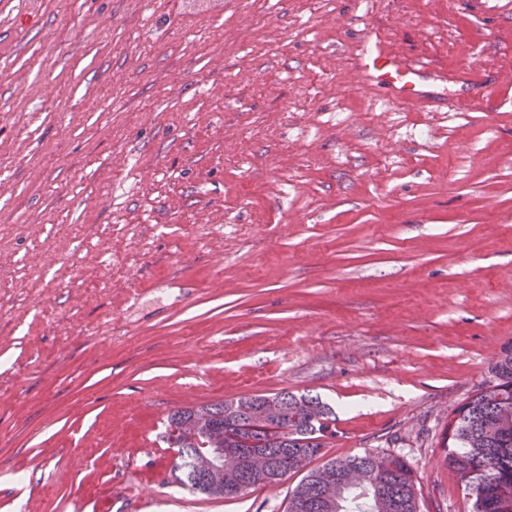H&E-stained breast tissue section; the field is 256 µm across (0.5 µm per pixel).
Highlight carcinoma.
I'll list each match as a JSON object with an SVG mask.
<instances>
[{
  "label": "carcinoma",
  "instance_id": "carcinoma-1",
  "mask_svg": "<svg viewBox=\"0 0 512 512\" xmlns=\"http://www.w3.org/2000/svg\"><path fill=\"white\" fill-rule=\"evenodd\" d=\"M281 399L284 419H265V404ZM336 435V418L318 396L282 390L203 405L170 413L162 439L177 449L172 477L206 497L233 499L241 487L275 484L281 477L301 475L287 512H324L321 476L325 469L354 473L355 485L335 487V512H420L417 477L401 455L366 450L333 458L324 456L326 439ZM448 470L464 491L468 512H512V351L492 368V380L478 387L450 419L441 441ZM265 455L268 468L226 472L224 449Z\"/></svg>",
  "mask_w": 512,
  "mask_h": 512
}]
</instances>
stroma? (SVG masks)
Listing matches in <instances>:
<instances>
[{
    "mask_svg": "<svg viewBox=\"0 0 512 512\" xmlns=\"http://www.w3.org/2000/svg\"><path fill=\"white\" fill-rule=\"evenodd\" d=\"M501 2L0 10V512H124L155 472L146 512H285L298 477L202 498L160 439L176 408L284 389L334 408L327 457L404 455L421 512H463L448 414L512 349V112L459 80L512 89ZM379 36L441 68L434 101L361 87Z\"/></svg>",
    "mask_w": 512,
    "mask_h": 512,
    "instance_id": "1",
    "label": "stroma"
}]
</instances>
